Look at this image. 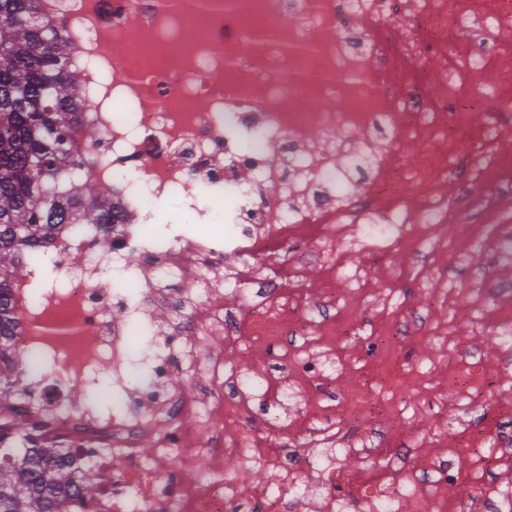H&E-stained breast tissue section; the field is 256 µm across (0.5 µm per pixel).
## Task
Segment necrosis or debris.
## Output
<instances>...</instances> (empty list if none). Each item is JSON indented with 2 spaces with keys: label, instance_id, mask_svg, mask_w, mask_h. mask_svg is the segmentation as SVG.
I'll list each match as a JSON object with an SVG mask.
<instances>
[{
  "label": "necrosis or debris",
  "instance_id": "obj_1",
  "mask_svg": "<svg viewBox=\"0 0 512 512\" xmlns=\"http://www.w3.org/2000/svg\"><path fill=\"white\" fill-rule=\"evenodd\" d=\"M51 21H69L80 32L71 55L83 75L90 106L85 124L105 136L88 149L80 133L72 153L85 163L78 179L112 188L110 225H59L40 249L29 280L12 298L17 348L33 357L30 381L0 386V409L34 427L37 442H53L98 491L76 512H401L409 497H428L433 512H512V491L474 484L470 501L449 500L448 484L482 470L481 457H456L429 470L420 459L395 464L382 457L360 479L339 475L335 457L314 472L318 493L294 494L307 460L288 445V428L264 446L237 424L257 398L281 400L289 372L320 381L326 368L304 353L295 336L310 323L325 335L348 334L313 302L300 264L288 278L257 287L248 316L224 312V295L196 308L191 295L170 289L214 272L228 256H274L287 261L289 246L321 226L351 230L359 224L439 225L448 204L429 185L456 179L483 183L491 197H512V158L500 136L512 122V0H43ZM415 17L398 29L401 14ZM480 21L486 37L454 48L456 35ZM497 76L492 95L472 98L470 85L487 71ZM452 86L438 95L437 85ZM484 119L471 125V109ZM384 129L397 150L374 161L368 187L339 204L326 188L336 171L361 164L350 155L307 152L309 133ZM465 141L467 152H449L441 167L427 155L415 166L403 156L419 144ZM224 197L225 206L199 203L201 188ZM274 195H266V188ZM176 209L182 225L229 224L224 236L168 228L136 234V225L160 223ZM110 233L112 245L99 240ZM140 262L126 264L129 253ZM177 312L163 330L154 305ZM222 336L237 351L275 343L279 368L260 375L225 374L215 357L211 378L198 393L171 385L186 372L190 350L205 333ZM148 372L138 387L126 384L125 363L142 335ZM81 386L75 395L73 386ZM121 392L118 405L99 412L89 397L102 387ZM156 449L142 458L146 439ZM126 469L112 467L116 457ZM259 461L273 479L241 495L224 476V460Z\"/></svg>",
  "mask_w": 512,
  "mask_h": 512
}]
</instances>
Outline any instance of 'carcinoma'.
Instances as JSON below:
<instances>
[{
	"label": "carcinoma",
	"instance_id": "obj_1",
	"mask_svg": "<svg viewBox=\"0 0 512 512\" xmlns=\"http://www.w3.org/2000/svg\"><path fill=\"white\" fill-rule=\"evenodd\" d=\"M71 43L43 21L40 0H0V383L30 363L11 342V288L39 240L71 214L101 224L112 213L106 184L74 185L68 138L87 101ZM74 477L56 448L0 451V512H69Z\"/></svg>",
	"mask_w": 512,
	"mask_h": 512
}]
</instances>
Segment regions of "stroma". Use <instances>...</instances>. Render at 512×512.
<instances>
[{
	"label": "stroma",
	"mask_w": 512,
	"mask_h": 512,
	"mask_svg": "<svg viewBox=\"0 0 512 512\" xmlns=\"http://www.w3.org/2000/svg\"><path fill=\"white\" fill-rule=\"evenodd\" d=\"M432 191L452 206L447 233L423 236L410 248L403 242L410 225L390 246L368 230L359 239L339 235L330 246L311 245L304 257L313 285L326 275L329 252L351 266L343 293L328 306L353 335L329 339L307 329L301 337L336 379L331 420L343 441L358 448L339 458L350 474L367 466L361 449L413 454L419 439L454 448L466 429L492 430L497 443L512 445V410L497 403L500 390H512V327L499 325L497 309L500 289L512 288V257L491 246L500 225H512V204L492 200L479 183L450 180ZM215 352L223 353L225 370L241 374L262 373L268 361L266 348L243 355L216 337L199 348L194 371L175 376L173 385L190 392L205 384ZM350 391L364 403L347 415L343 399ZM315 395L309 385L279 404L256 403L239 428L250 437L268 434Z\"/></svg>",
	"instance_id": "stroma-1"
}]
</instances>
